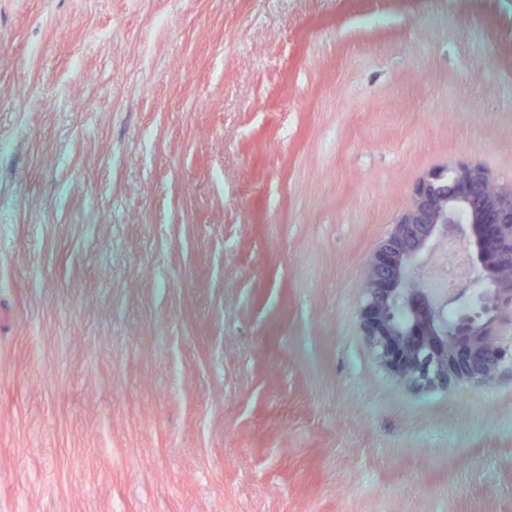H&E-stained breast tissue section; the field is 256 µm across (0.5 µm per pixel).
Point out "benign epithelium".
I'll use <instances>...</instances> for the list:
<instances>
[{
	"label": "benign epithelium",
	"instance_id": "1",
	"mask_svg": "<svg viewBox=\"0 0 512 512\" xmlns=\"http://www.w3.org/2000/svg\"><path fill=\"white\" fill-rule=\"evenodd\" d=\"M448 238L469 246L472 294L439 295L422 276L425 255ZM399 311L410 316L404 327ZM359 317L375 359L413 390L486 386L512 368V183L468 159L419 176L369 261Z\"/></svg>",
	"mask_w": 512,
	"mask_h": 512
}]
</instances>
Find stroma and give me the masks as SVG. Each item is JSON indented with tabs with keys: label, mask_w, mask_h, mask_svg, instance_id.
<instances>
[{
	"label": "stroma",
	"mask_w": 512,
	"mask_h": 512,
	"mask_svg": "<svg viewBox=\"0 0 512 512\" xmlns=\"http://www.w3.org/2000/svg\"><path fill=\"white\" fill-rule=\"evenodd\" d=\"M457 159L512 182V0H0V512H512V374L359 329Z\"/></svg>",
	"instance_id": "1"
}]
</instances>
